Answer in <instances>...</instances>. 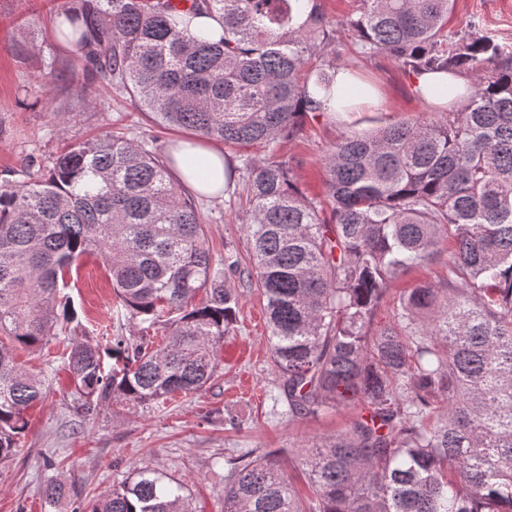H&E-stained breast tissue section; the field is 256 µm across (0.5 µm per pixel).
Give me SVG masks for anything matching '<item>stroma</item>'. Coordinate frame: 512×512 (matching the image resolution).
Masks as SVG:
<instances>
[{"label": "stroma", "instance_id": "obj_1", "mask_svg": "<svg viewBox=\"0 0 512 512\" xmlns=\"http://www.w3.org/2000/svg\"><path fill=\"white\" fill-rule=\"evenodd\" d=\"M64 2L0 0V184L23 180L29 161L49 165L68 143L105 130L153 140L164 152L186 136L182 130L157 127L150 114L132 107L129 97L93 78L85 57L71 53L56 34L53 17ZM469 21L512 45V0H456L449 30ZM336 51L337 64L375 85L382 102L375 112L309 115L296 137L277 143L276 153L289 161L298 185L317 198L324 192V158L341 136L383 122L422 123L446 116L415 96L411 75L393 58H363L346 35L339 37ZM53 57L66 67L65 80L46 79L45 64ZM195 203L212 254L221 258L232 252L248 263L246 226L238 219L245 207L242 182H234L223 198L199 197ZM447 262V253H440L392 281L375 326L392 321L409 288L443 284ZM228 283L239 294V310L218 347L219 371L203 391L177 394L144 410L111 406L86 419L68 395L67 373L60 370L50 377L46 398L27 412L29 429L17 455L0 464V512H44L41 488L56 474L76 484L74 496L56 512L76 507L88 512L139 466L183 481L193 512H224L225 456L255 448L273 453L293 472L297 448L346 429L350 415L345 411L289 421L285 404L274 401L265 301L256 285L234 276ZM68 293L81 321L74 338L103 346L114 334H139L140 324L117 318L110 273L96 256L82 259ZM49 457L62 460L59 472L46 468Z\"/></svg>", "mask_w": 512, "mask_h": 512}]
</instances>
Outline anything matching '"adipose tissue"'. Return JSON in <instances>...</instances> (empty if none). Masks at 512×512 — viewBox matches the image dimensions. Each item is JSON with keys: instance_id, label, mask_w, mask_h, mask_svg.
Wrapping results in <instances>:
<instances>
[{"instance_id": "adipose-tissue-1", "label": "adipose tissue", "mask_w": 512, "mask_h": 512, "mask_svg": "<svg viewBox=\"0 0 512 512\" xmlns=\"http://www.w3.org/2000/svg\"><path fill=\"white\" fill-rule=\"evenodd\" d=\"M443 88L452 89L458 105L466 101L470 92L468 82L453 74L422 72L413 78V92L423 102L438 103V92ZM174 157L175 170L187 188L210 198L223 195L226 157L222 149L195 138L180 141Z\"/></svg>"}]
</instances>
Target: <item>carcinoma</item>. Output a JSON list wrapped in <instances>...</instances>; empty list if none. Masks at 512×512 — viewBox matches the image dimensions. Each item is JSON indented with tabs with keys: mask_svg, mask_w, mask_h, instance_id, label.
Returning <instances> with one entry per match:
<instances>
[{
	"mask_svg": "<svg viewBox=\"0 0 512 512\" xmlns=\"http://www.w3.org/2000/svg\"><path fill=\"white\" fill-rule=\"evenodd\" d=\"M331 23L322 0H81L58 13L98 77L159 126L241 148L273 147L336 84V30L372 58L472 75L441 122L344 135L328 150L326 199L288 162L242 159L252 265L216 261L200 213L154 142L103 131L0 186V463L18 452L44 381L16 359L76 320L65 290L80 259L112 273L116 313L164 325L111 347L69 341L64 370L85 418L197 393L239 297L255 280L288 420L358 411L345 431L298 449L300 498L273 456L227 460L224 512H512V46L474 23L448 33L455 0H361ZM217 41L188 26L200 15ZM451 240L446 287L420 284L372 329L391 280ZM202 303H195L198 294ZM185 485L148 466L91 512H193ZM51 479L45 505L71 497Z\"/></svg>",
	"mask_w": 512,
	"mask_h": 512,
	"instance_id": "carcinoma-1",
	"label": "carcinoma"
}]
</instances>
